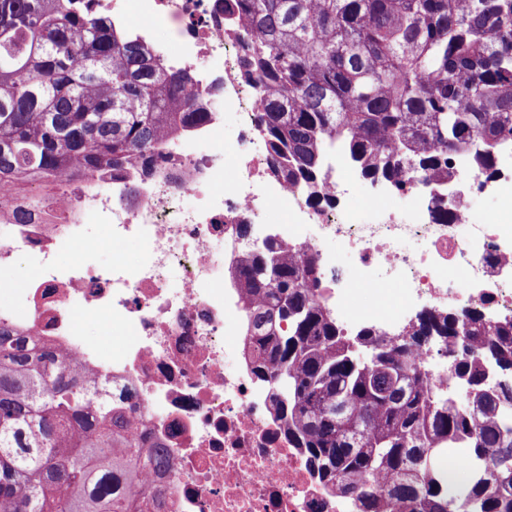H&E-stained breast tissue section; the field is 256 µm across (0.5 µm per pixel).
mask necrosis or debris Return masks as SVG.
Here are the masks:
<instances>
[{
  "mask_svg": "<svg viewBox=\"0 0 512 512\" xmlns=\"http://www.w3.org/2000/svg\"><path fill=\"white\" fill-rule=\"evenodd\" d=\"M216 0H94L124 32L142 40L169 68L188 72L190 90L206 101L203 125L163 143L148 175H65L40 199L41 214L16 224L0 212V328L65 348L88 365L113 402H129L138 433L168 448L174 469L152 476L174 484L178 512H359L351 495L330 493L289 441L272 413L268 386L251 372L244 306L229 268L267 239H283L320 269L340 255L356 260V276L324 280L316 296L347 332L392 329L425 309L481 310L512 319V136L496 155L493 178L466 152L449 154L453 178L441 186L454 214L432 218V187L364 192L340 149L327 154L323 184L333 206L315 209L303 188L267 175L257 134V97L239 79L237 40L225 33ZM168 25L156 34V21ZM239 118L225 145L227 114ZM236 163L227 166V154ZM489 197L493 215H475ZM369 210L372 223L337 222V211ZM287 212V224L276 213ZM250 225V239L236 227ZM134 248L132 259L103 265L91 246ZM36 275L27 288L7 281L20 261ZM397 302L365 305L366 289ZM94 316L119 345L84 334Z\"/></svg>",
  "mask_w": 512,
  "mask_h": 512,
  "instance_id": "obj_1",
  "label": "necrosis or debris"
}]
</instances>
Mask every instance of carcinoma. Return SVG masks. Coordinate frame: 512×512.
Returning <instances> with one entry per match:
<instances>
[{"mask_svg": "<svg viewBox=\"0 0 512 512\" xmlns=\"http://www.w3.org/2000/svg\"><path fill=\"white\" fill-rule=\"evenodd\" d=\"M76 0H0V184L13 219L30 193L66 174L147 167L169 136L201 124L190 77ZM241 44L239 75L257 91L269 173L333 204L320 174L341 146L366 179L401 189L446 182L448 154L473 148L496 173L512 135V0H218ZM450 222L448 201L432 200ZM230 278L245 305L255 371L330 491L361 512H512V379L489 387L484 361L512 367V320L434 312L406 344L345 334L317 300L319 270L271 242ZM462 355L461 404L434 392L411 351L424 337ZM453 449L470 485L448 496L437 460ZM169 450L136 437L122 404L47 343L0 330V512H177Z\"/></svg>", "mask_w": 512, "mask_h": 512, "instance_id": "carcinoma-1", "label": "carcinoma"}]
</instances>
